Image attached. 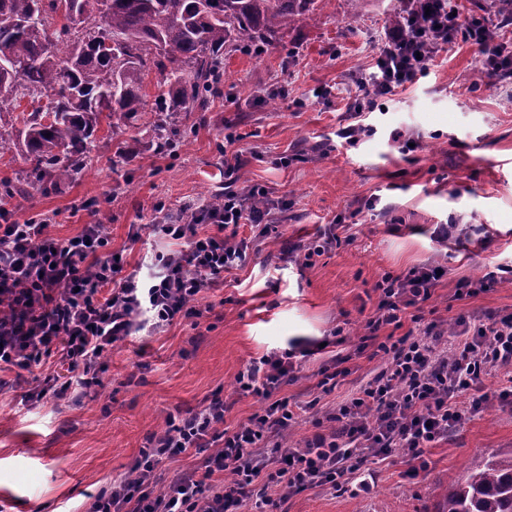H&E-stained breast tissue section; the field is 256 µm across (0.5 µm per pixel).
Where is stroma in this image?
<instances>
[{
  "label": "stroma",
  "mask_w": 512,
  "mask_h": 512,
  "mask_svg": "<svg viewBox=\"0 0 512 512\" xmlns=\"http://www.w3.org/2000/svg\"><path fill=\"white\" fill-rule=\"evenodd\" d=\"M404 0H335L284 30L258 55L224 57V78L207 108L190 113L174 152L156 153L149 112L113 135L132 146L126 162L114 152L60 189L37 182L15 152L0 157V178H21L9 202L14 219L50 220L53 235L83 224H107L126 271L148 273L147 252L163 250L133 226L159 224L164 214L202 206L224 188V156H239L237 187L258 184L281 236L262 241L248 263L224 276L221 290L204 294L206 317L182 319L153 336L115 343L104 356L97 396L29 404L24 388L0 393V512H89L113 477L127 472L167 416L202 408L230 394L237 373L266 352L307 347L333 328L338 350L352 354L379 300L385 274L402 275L431 261L447 269L422 316L452 328L458 316L512 314V283L456 298L463 278L512 261V80L476 81L473 49L450 43L417 82L387 96L383 108L356 116L357 82L370 72L392 33L387 21ZM288 89L269 107L268 91ZM363 120L371 136L348 145L340 128ZM417 143L407 152L393 130ZM289 157L288 166L276 158ZM96 200L87 209V200ZM343 220L348 242L310 266L279 262L285 241L308 242ZM464 225L465 235L437 242L438 225ZM307 357L286 392L305 403L342 401L369 380L385 355L353 357L343 385L322 394L316 374L328 360ZM512 452V407L492 404L427 449L424 471L411 475L402 450L376 464L370 491L313 487L289 496L287 512H438L441 493L492 454Z\"/></svg>",
  "instance_id": "obj_1"
}]
</instances>
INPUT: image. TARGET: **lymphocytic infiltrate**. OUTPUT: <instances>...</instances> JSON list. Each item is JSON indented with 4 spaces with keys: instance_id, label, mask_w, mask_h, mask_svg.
I'll return each instance as SVG.
<instances>
[{
    "instance_id": "obj_1",
    "label": "lymphocytic infiltrate",
    "mask_w": 512,
    "mask_h": 512,
    "mask_svg": "<svg viewBox=\"0 0 512 512\" xmlns=\"http://www.w3.org/2000/svg\"><path fill=\"white\" fill-rule=\"evenodd\" d=\"M407 5L412 24L388 38L360 80L355 112L424 75L434 53L454 40L474 47L487 74L512 77V44L502 38L512 19L491 26L456 15L447 0ZM266 194L256 184L228 188L223 208L188 207L179 222L153 225L154 236L170 249L155 254L145 276L124 273L105 225L86 224L61 239L47 220L18 222L1 209L0 390L7 386L3 372L23 370L31 382L25 401L88 396L101 385L102 358L112 344L163 332L185 317L202 318L197 297L222 286L225 273L243 267L251 250L276 231L270 210L252 205ZM244 226L246 238L239 234ZM442 279L433 264L382 278L377 309L354 353L373 346L389 362L336 405L308 401L304 409L313 412L315 431L301 444L287 442L300 410L282 391L297 380L302 363L295 352L270 351L239 372L227 398L168 416L91 512H237L257 482L262 488L254 512H278L290 495L312 487L343 489L355 482L367 490L371 483L361 472L367 459L383 461L403 448L422 462L426 449L482 412L489 398L474 392L482 377L503 374L497 399L511 406L512 314L459 316L449 337L433 321L417 336L380 338L385 328H402L404 318L420 322ZM243 396L258 399L261 410L237 428L226 427V413ZM191 448L203 455L200 467L160 482L159 467Z\"/></svg>"
}]
</instances>
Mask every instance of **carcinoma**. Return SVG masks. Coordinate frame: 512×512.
Segmentation results:
<instances>
[{
    "instance_id": "cac0c4a2",
    "label": "carcinoma",
    "mask_w": 512,
    "mask_h": 512,
    "mask_svg": "<svg viewBox=\"0 0 512 512\" xmlns=\"http://www.w3.org/2000/svg\"><path fill=\"white\" fill-rule=\"evenodd\" d=\"M0 0V151L11 145L49 189L83 173L102 122L145 113L144 80L159 75L155 111L204 109L224 54L265 46L330 0ZM30 97L19 111L18 95ZM156 150L177 129L153 124ZM440 512H512V455L489 457L448 486Z\"/></svg>"
}]
</instances>
